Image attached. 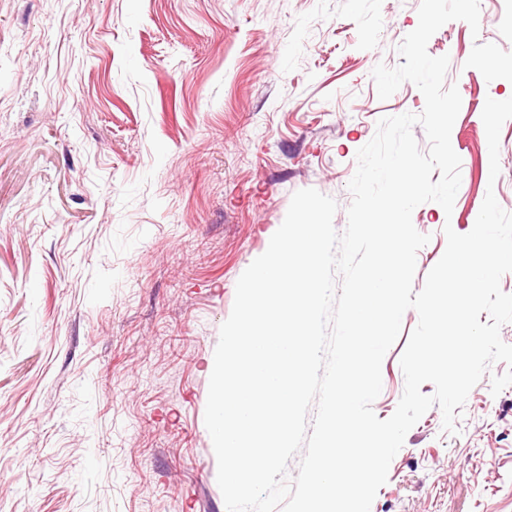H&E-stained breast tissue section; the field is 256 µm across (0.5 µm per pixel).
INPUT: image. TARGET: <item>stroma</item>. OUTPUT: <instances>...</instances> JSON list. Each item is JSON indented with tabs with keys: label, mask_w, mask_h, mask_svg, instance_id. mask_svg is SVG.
Here are the masks:
<instances>
[{
	"label": "stroma",
	"mask_w": 512,
	"mask_h": 512,
	"mask_svg": "<svg viewBox=\"0 0 512 512\" xmlns=\"http://www.w3.org/2000/svg\"><path fill=\"white\" fill-rule=\"evenodd\" d=\"M421 0H0V512H226L204 416L236 283L294 192L333 197L347 226L356 154L379 119L421 113L410 82L380 100ZM512 52V0H480V30L429 40L461 109L452 213L414 290L474 226L487 191L512 213V119L489 177L481 118L512 82L465 62ZM407 310L372 409L389 418ZM493 363L456 421L432 407L407 433L370 512H512V386Z\"/></svg>",
	"instance_id": "35a3bbf8"
}]
</instances>
